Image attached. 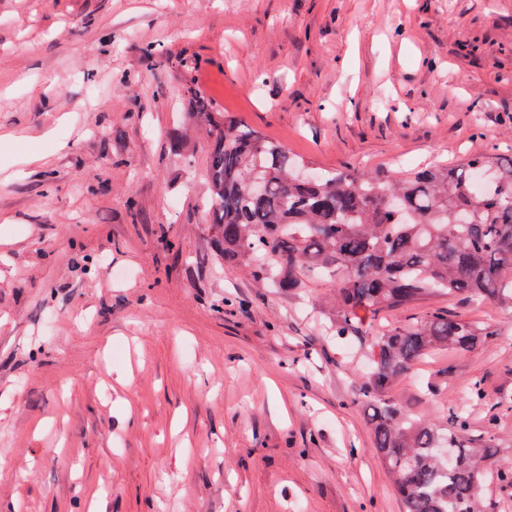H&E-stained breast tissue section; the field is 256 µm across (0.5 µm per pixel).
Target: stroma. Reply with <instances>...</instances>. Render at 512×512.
Listing matches in <instances>:
<instances>
[{"mask_svg": "<svg viewBox=\"0 0 512 512\" xmlns=\"http://www.w3.org/2000/svg\"><path fill=\"white\" fill-rule=\"evenodd\" d=\"M190 87L314 169L510 153L512 0H0V512H403L334 282L215 254ZM437 307L496 335L388 396L512 470V308L366 334Z\"/></svg>", "mask_w": 512, "mask_h": 512, "instance_id": "35a3bbf8", "label": "stroma"}]
</instances>
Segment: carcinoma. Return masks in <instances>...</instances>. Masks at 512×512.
<instances>
[{
  "mask_svg": "<svg viewBox=\"0 0 512 512\" xmlns=\"http://www.w3.org/2000/svg\"><path fill=\"white\" fill-rule=\"evenodd\" d=\"M188 94L193 118L208 128L205 207L224 262L280 288L311 274L333 279L338 336L362 334L361 313L430 290L512 307V158L493 150L391 174L314 173L279 142ZM495 335L436 308L371 340L359 397L404 512H476L491 471L470 447L463 411H449L446 427L412 420L386 390L427 353L470 351Z\"/></svg>",
  "mask_w": 512,
  "mask_h": 512,
  "instance_id": "cac0c4a2",
  "label": "carcinoma"
}]
</instances>
